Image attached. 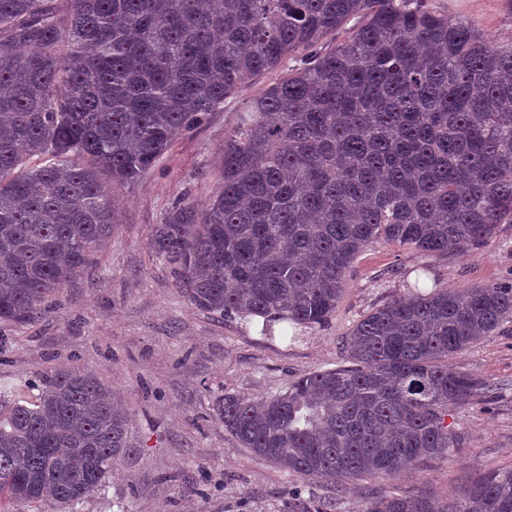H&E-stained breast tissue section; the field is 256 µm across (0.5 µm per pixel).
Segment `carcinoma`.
Returning a JSON list of instances; mask_svg holds the SVG:
<instances>
[{"label":"carcinoma","instance_id":"1","mask_svg":"<svg viewBox=\"0 0 512 512\" xmlns=\"http://www.w3.org/2000/svg\"><path fill=\"white\" fill-rule=\"evenodd\" d=\"M350 35L319 45L344 24ZM224 136L222 186L172 207L150 248L197 309L322 324L346 272L384 240L474 248L512 224V39L425 0H0V321L28 323L90 265L117 207L183 132L259 75ZM47 163L28 168L29 156ZM512 316V287L394 297L354 326L347 364L277 396L226 394L242 447L303 479L410 470L459 445L448 411L489 390L448 368ZM0 390V497L73 508L133 444L91 373ZM365 512H512V469L438 507L378 496Z\"/></svg>","mask_w":512,"mask_h":512}]
</instances>
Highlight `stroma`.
<instances>
[{
    "instance_id": "1",
    "label": "stroma",
    "mask_w": 512,
    "mask_h": 512,
    "mask_svg": "<svg viewBox=\"0 0 512 512\" xmlns=\"http://www.w3.org/2000/svg\"><path fill=\"white\" fill-rule=\"evenodd\" d=\"M484 33L512 36L504 0H426ZM261 75L225 99L203 125L183 133L132 185H111L118 224L93 264L44 304L29 323L0 322V388L56 369L91 371L126 406L135 446L117 462L104 492L76 512H365L374 493L423 496L443 505L486 476L512 469V318L448 366L494 383L451 409L460 445L409 473L350 483L343 492L301 479L242 448L215 414L224 394L267 397L310 372L343 362L354 325L415 282L463 289L512 284V224L481 247L423 253L396 243L368 246L346 273L335 312L322 324L228 319L192 306L173 267L149 247L155 224L178 202L202 204L217 190L224 136L246 101L279 82Z\"/></svg>"
}]
</instances>
